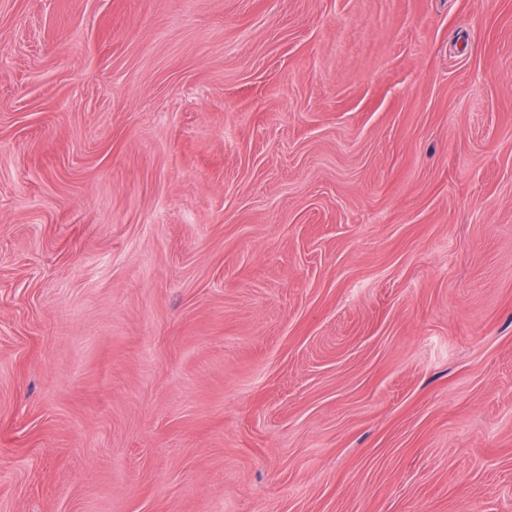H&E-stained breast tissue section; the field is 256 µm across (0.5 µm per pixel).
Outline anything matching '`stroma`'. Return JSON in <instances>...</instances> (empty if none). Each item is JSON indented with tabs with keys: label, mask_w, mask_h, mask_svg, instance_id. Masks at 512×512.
Returning a JSON list of instances; mask_svg holds the SVG:
<instances>
[{
	"label": "stroma",
	"mask_w": 512,
	"mask_h": 512,
	"mask_svg": "<svg viewBox=\"0 0 512 512\" xmlns=\"http://www.w3.org/2000/svg\"><path fill=\"white\" fill-rule=\"evenodd\" d=\"M0 512H512V0H0Z\"/></svg>",
	"instance_id": "35a3bbf8"
}]
</instances>
